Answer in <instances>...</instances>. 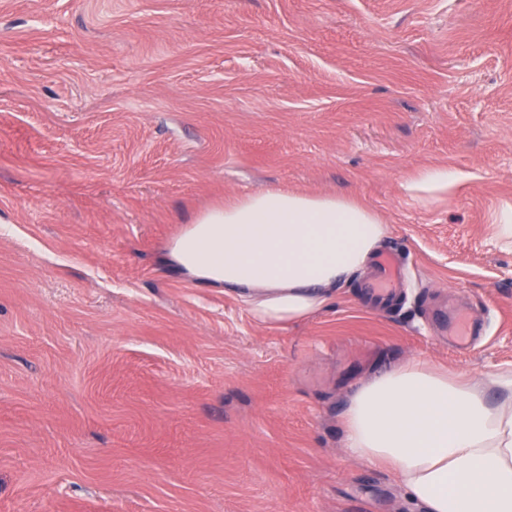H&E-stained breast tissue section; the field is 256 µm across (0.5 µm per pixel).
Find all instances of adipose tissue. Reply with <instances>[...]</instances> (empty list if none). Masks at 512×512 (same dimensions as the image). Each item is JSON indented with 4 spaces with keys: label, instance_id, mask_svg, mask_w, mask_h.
<instances>
[{
    "label": "adipose tissue",
    "instance_id": "adipose-tissue-1",
    "mask_svg": "<svg viewBox=\"0 0 512 512\" xmlns=\"http://www.w3.org/2000/svg\"><path fill=\"white\" fill-rule=\"evenodd\" d=\"M463 179L428 166L406 195L428 201ZM386 235L366 203L266 190L199 213L169 252L187 276L223 287L266 323H291L330 302ZM482 382L407 364L358 387L343 412L353 455L395 467L424 512H512V373Z\"/></svg>",
    "mask_w": 512,
    "mask_h": 512
}]
</instances>
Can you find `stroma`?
Here are the masks:
<instances>
[{"mask_svg": "<svg viewBox=\"0 0 512 512\" xmlns=\"http://www.w3.org/2000/svg\"><path fill=\"white\" fill-rule=\"evenodd\" d=\"M434 165L464 179L423 207ZM266 189L376 209L400 299L366 305L370 264L269 325L169 262ZM509 205L512 0H0V512H420L345 404L411 361L512 369ZM463 178L461 172L448 166H428L409 177L403 188L409 198L423 202L448 195Z\"/></svg>", "mask_w": 512, "mask_h": 512, "instance_id": "stroma-1", "label": "stroma"}]
</instances>
